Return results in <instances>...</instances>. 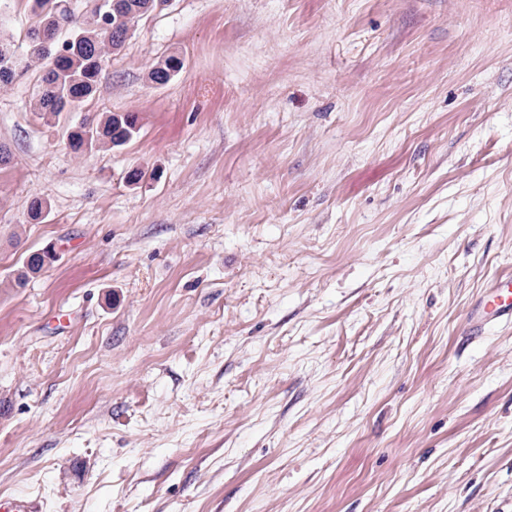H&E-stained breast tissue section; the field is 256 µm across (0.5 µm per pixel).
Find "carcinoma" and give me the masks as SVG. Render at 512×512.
<instances>
[{
    "label": "carcinoma",
    "mask_w": 512,
    "mask_h": 512,
    "mask_svg": "<svg viewBox=\"0 0 512 512\" xmlns=\"http://www.w3.org/2000/svg\"><path fill=\"white\" fill-rule=\"evenodd\" d=\"M117 2V12L124 18L109 17L105 23L91 17H75L57 8V0H33L36 17L26 34V54L30 60H44L43 45L33 39L40 32L44 38H53L68 22L73 42L59 57L54 67L43 72L35 109L42 118L50 119L63 112H75L94 96L100 81L101 61L105 54L121 50L126 41L127 30L134 27L144 16L154 12L158 3L165 0H108ZM24 59L17 57L12 46L0 42V83L7 84L17 75ZM179 55L171 54L158 61L149 72L156 84L168 83L182 68ZM136 132V116L130 112L112 113L97 120L81 123L68 134V146L75 154H84L107 146L119 147L129 142ZM45 266L41 253L29 257L26 266L17 274L15 285L25 286L29 277L39 273Z\"/></svg>",
    "instance_id": "carcinoma-1"
}]
</instances>
